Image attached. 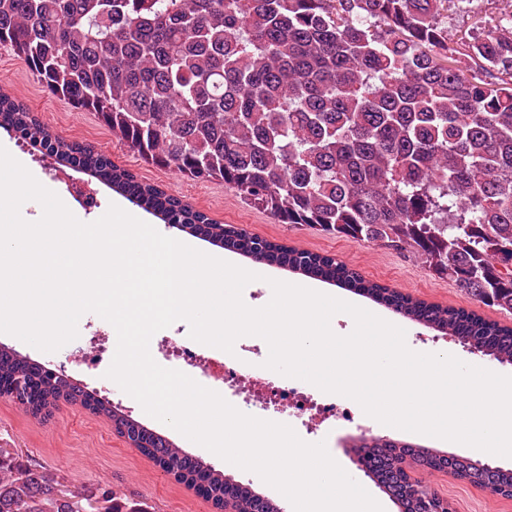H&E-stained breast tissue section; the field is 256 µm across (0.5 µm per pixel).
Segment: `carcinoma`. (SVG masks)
Masks as SVG:
<instances>
[{
  "instance_id": "obj_1",
  "label": "carcinoma",
  "mask_w": 512,
  "mask_h": 512,
  "mask_svg": "<svg viewBox=\"0 0 512 512\" xmlns=\"http://www.w3.org/2000/svg\"><path fill=\"white\" fill-rule=\"evenodd\" d=\"M465 0H0V45L54 95L93 112L146 163L222 181L282 224H300L417 254L472 300L512 313V0L479 34L448 37ZM60 166H76L165 224L224 239L252 261L339 281L444 336L512 364V327L399 294L346 265L217 224L92 149L56 137L0 94V124ZM28 360L0 347V375ZM41 400L87 404L74 383ZM177 480L207 465L105 399L92 406ZM437 454L391 441L369 452L371 475L401 512L426 503L397 467ZM446 466L471 481L472 460ZM512 498V469L481 474ZM146 512L112 494L63 491L56 476L0 447V512ZM239 512H281L243 485Z\"/></svg>"
}]
</instances>
